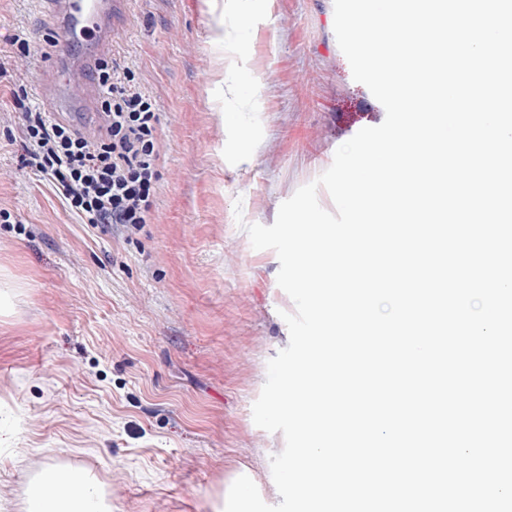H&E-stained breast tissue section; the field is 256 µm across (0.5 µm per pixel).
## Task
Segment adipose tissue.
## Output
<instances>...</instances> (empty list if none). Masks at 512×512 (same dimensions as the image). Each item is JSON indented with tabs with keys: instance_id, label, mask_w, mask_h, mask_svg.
I'll return each mask as SVG.
<instances>
[{
	"instance_id": "1",
	"label": "adipose tissue",
	"mask_w": 512,
	"mask_h": 512,
	"mask_svg": "<svg viewBox=\"0 0 512 512\" xmlns=\"http://www.w3.org/2000/svg\"><path fill=\"white\" fill-rule=\"evenodd\" d=\"M22 512H112V496L93 472L48 463L30 479Z\"/></svg>"
}]
</instances>
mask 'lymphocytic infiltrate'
<instances>
[{
    "instance_id": "obj_1",
    "label": "lymphocytic infiltrate",
    "mask_w": 512,
    "mask_h": 512,
    "mask_svg": "<svg viewBox=\"0 0 512 512\" xmlns=\"http://www.w3.org/2000/svg\"><path fill=\"white\" fill-rule=\"evenodd\" d=\"M102 136L90 139L35 107L23 110L30 164L84 223L139 228L155 221L160 179L156 102L131 67L102 62Z\"/></svg>"
}]
</instances>
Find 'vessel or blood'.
I'll list each match as a JSON object with an SVG mask.
<instances>
[{"mask_svg": "<svg viewBox=\"0 0 512 512\" xmlns=\"http://www.w3.org/2000/svg\"><path fill=\"white\" fill-rule=\"evenodd\" d=\"M127 0H50L55 26L63 36L84 41L86 48L78 57L58 51L53 55L55 69L62 78L63 95L52 100L56 115H71L84 110L95 98L96 89L89 73L112 41V14Z\"/></svg>", "mask_w": 512, "mask_h": 512, "instance_id": "1", "label": "vessel or blood"}]
</instances>
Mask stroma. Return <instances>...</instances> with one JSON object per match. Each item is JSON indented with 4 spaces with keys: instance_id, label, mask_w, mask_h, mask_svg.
Listing matches in <instances>:
<instances>
[{
    "instance_id": "obj_1",
    "label": "stroma",
    "mask_w": 512,
    "mask_h": 512,
    "mask_svg": "<svg viewBox=\"0 0 512 512\" xmlns=\"http://www.w3.org/2000/svg\"><path fill=\"white\" fill-rule=\"evenodd\" d=\"M219 24L231 98L213 77ZM333 24V0H244L221 16L201 0H129L113 16L107 55L135 70L160 113L157 221L132 232L82 223L22 167L12 92L26 87L48 111L55 24L48 0H0V208L17 218L0 223L4 512H19L47 462L94 472L112 512H204L242 471L280 503L270 458L284 437L257 427L252 406L288 345L281 314L294 303L276 253L253 249L243 225H272L340 145L384 119ZM17 36L30 43L23 61ZM220 97L240 147L272 145L251 166L238 165L213 113Z\"/></svg>"
}]
</instances>
